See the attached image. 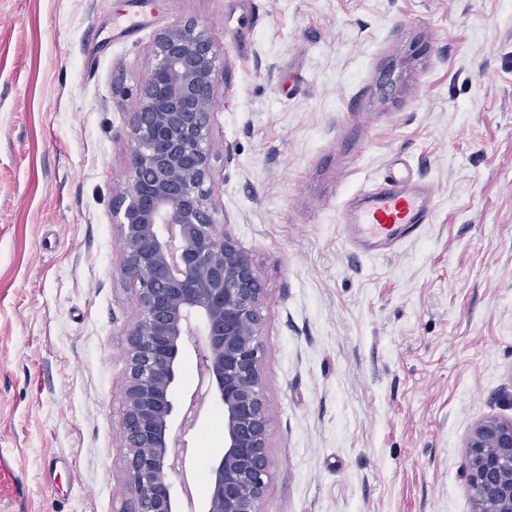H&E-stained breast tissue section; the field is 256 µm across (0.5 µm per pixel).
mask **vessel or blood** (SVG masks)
<instances>
[{"label": "vessel or blood", "instance_id": "obj_1", "mask_svg": "<svg viewBox=\"0 0 512 512\" xmlns=\"http://www.w3.org/2000/svg\"><path fill=\"white\" fill-rule=\"evenodd\" d=\"M434 212L432 187L393 168L343 205L340 228L348 244L367 253L418 239Z\"/></svg>", "mask_w": 512, "mask_h": 512}]
</instances>
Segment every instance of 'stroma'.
<instances>
[{
	"label": "stroma",
	"instance_id": "stroma-1",
	"mask_svg": "<svg viewBox=\"0 0 512 512\" xmlns=\"http://www.w3.org/2000/svg\"><path fill=\"white\" fill-rule=\"evenodd\" d=\"M187 20L223 47L215 222L266 294L263 512H473L467 439L512 418V0H0V512L131 507L112 200L154 36ZM393 166L433 220L357 255L339 209ZM198 424L179 512L224 452L221 408Z\"/></svg>",
	"mask_w": 512,
	"mask_h": 512
}]
</instances>
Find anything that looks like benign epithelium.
Here are the masks:
<instances>
[{
	"label": "benign epithelium",
	"instance_id": "1",
	"mask_svg": "<svg viewBox=\"0 0 512 512\" xmlns=\"http://www.w3.org/2000/svg\"><path fill=\"white\" fill-rule=\"evenodd\" d=\"M155 64L129 113L131 159L112 201L140 318L127 333L122 447L131 512H177L169 428L180 354L204 325L201 371L224 411V453L209 474L207 512H263L271 460L264 395L265 293L251 255L217 229L209 194L213 82L222 48L195 21L159 31ZM464 471L475 512H512V419L479 422Z\"/></svg>",
	"mask_w": 512,
	"mask_h": 512
}]
</instances>
